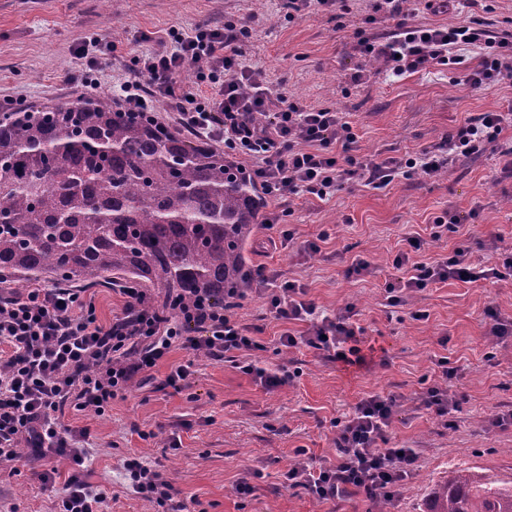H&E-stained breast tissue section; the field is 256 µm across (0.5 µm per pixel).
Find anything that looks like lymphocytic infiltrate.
I'll list each match as a JSON object with an SVG mask.
<instances>
[{
    "instance_id": "1",
    "label": "lymphocytic infiltrate",
    "mask_w": 512,
    "mask_h": 512,
    "mask_svg": "<svg viewBox=\"0 0 512 512\" xmlns=\"http://www.w3.org/2000/svg\"><path fill=\"white\" fill-rule=\"evenodd\" d=\"M387 21L392 29L378 34L377 24ZM363 22L355 50L379 62L386 77L457 65L460 84L471 90L512 80V30L492 29L482 16L454 25L413 24L405 17L404 0H370ZM251 35L248 26L231 22L191 35L169 29L152 52L130 55L129 78L114 101L134 112L150 110L154 98H163L180 126L247 162L272 204L265 224L284 247L294 241L279 209L286 198L326 201L353 178L382 189L399 177L437 176L457 157L481 154L497 142L508 120L503 112H481L448 132L437 148L405 158L362 159L354 152V126L343 113L311 109L286 91L272 90L262 70L244 63L240 45ZM464 47L476 51V66H467L460 54ZM187 70L194 75L190 86L182 80ZM500 241L494 233L483 240L484 249L499 257L493 265L474 262L464 246L424 263L411 259L423 239L407 237L405 249L393 260L399 275L385 287L388 304L399 305L406 292L450 280L512 278V252ZM256 282L267 316L289 326L279 346L309 347L346 366L365 364L373 346L356 323L353 306L333 315L320 313L304 286L263 266L256 269ZM120 293L123 307L107 323L98 315L94 295L84 288L37 285L0 293V470L15 468L25 458L67 460L68 473L51 468L37 475L56 512H104L108 499L106 487L84 475L92 431L63 425L66 410L104 415L135 384L180 392L191 385L194 357L221 360L233 352L266 349L238 319L239 298L221 304L204 298L178 312L159 305L145 288L125 284ZM175 347L186 351L189 361L156 379V368ZM397 408L391 394L362 397L335 423V459L320 462L306 449H296L295 464L283 475L284 488L304 489L326 504L352 491L370 499L391 495L417 462L414 449L400 452L378 445ZM121 465L138 497L162 512H185L179 490L157 466L137 456L124 457Z\"/></svg>"
}]
</instances>
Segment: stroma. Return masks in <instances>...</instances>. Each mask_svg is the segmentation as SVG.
<instances>
[{
  "label": "stroma",
  "mask_w": 512,
  "mask_h": 512,
  "mask_svg": "<svg viewBox=\"0 0 512 512\" xmlns=\"http://www.w3.org/2000/svg\"><path fill=\"white\" fill-rule=\"evenodd\" d=\"M368 4L353 0L350 14L340 21L322 10L290 21L280 11V0H110L105 7L99 0H0V99L11 96L31 104L70 98L67 79L77 70L75 53L83 37L101 38L90 54L101 64V91L112 93L127 72L109 54L107 42L141 53L144 45L134 42L139 31L163 36L173 26L190 33L201 25L234 21L252 30L242 45L246 64L262 70L269 86L285 89L308 107L345 113L363 158L401 157L435 147L467 117L500 111L512 102V85L467 90L445 66L394 81L374 74L354 83L351 76L360 62L353 50L354 32ZM500 161L499 153L489 152L460 159L433 178L401 177L380 190L353 179L327 201L288 198L284 207L297 240L324 232L327 241L313 255L294 248L274 250L270 230L262 227L250 246L252 266L280 271L302 284L319 312L355 306L357 321L376 348L373 363L346 369L307 348L275 350L285 326L262 319L263 301L249 293L237 315L259 326L257 338L267 346L265 364L296 370L290 384L268 390L241 370L239 359L201 356L186 391L136 386L115 399L105 415L66 412L64 424L93 431L88 465L93 481L110 489L106 512H157L130 489L119 466L129 454L160 464L207 512H375L374 501L360 495L332 506L304 489L281 487L295 449H308L319 460L334 458L335 420L373 393L394 394L400 403L386 433L387 447L412 448L418 454L390 512H422L430 490L455 469L512 479V425H490L495 415L512 413V339L493 343L484 316L489 306L512 314V281L440 283L409 294L397 307L388 306L383 296L385 281L395 275L391 258L406 236L428 239L414 256L418 262L433 261L460 245L470 247L476 261L488 262L479 241L489 231L512 247V183L492 182ZM474 208L480 214L470 236L448 231L429 240L433 216L447 209L465 215ZM358 255L372 261L374 273L346 278L345 269ZM442 358L456 370L451 385L460 399L450 419L425 412L417 401ZM141 429L156 430V438L139 439ZM173 436L181 441L179 449L168 446ZM256 470L261 473L257 479L252 476ZM248 478L257 491L243 500L235 487ZM0 505L18 506L20 512L53 508L27 470L18 476L0 474Z\"/></svg>",
  "instance_id": "obj_1"
}]
</instances>
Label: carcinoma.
<instances>
[{
	"label": "carcinoma",
	"instance_id": "1",
	"mask_svg": "<svg viewBox=\"0 0 512 512\" xmlns=\"http://www.w3.org/2000/svg\"><path fill=\"white\" fill-rule=\"evenodd\" d=\"M268 200L247 169L112 96L0 110L5 287L126 279L190 306L251 286L248 247ZM424 512H512V480L456 470Z\"/></svg>",
	"mask_w": 512,
	"mask_h": 512
}]
</instances>
